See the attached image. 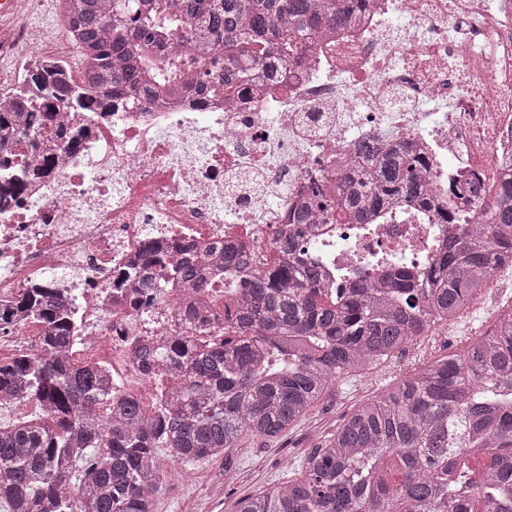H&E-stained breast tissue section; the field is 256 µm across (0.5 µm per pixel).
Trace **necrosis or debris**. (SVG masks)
Returning a JSON list of instances; mask_svg holds the SVG:
<instances>
[{
  "label": "necrosis or debris",
  "mask_w": 512,
  "mask_h": 512,
  "mask_svg": "<svg viewBox=\"0 0 512 512\" xmlns=\"http://www.w3.org/2000/svg\"><path fill=\"white\" fill-rule=\"evenodd\" d=\"M15 68L0 72V112L46 61L16 31ZM419 160L427 204L400 198L366 224L318 214L296 223L312 187L332 190L364 142ZM512 175V0H365L354 24L323 30L302 59L268 79L253 71L230 95L185 90L161 106L67 108L0 132V363L40 354L49 329L21 297L51 290L78 329L63 358L101 373L91 413L138 404L152 421L180 391L168 340L220 339L243 288L225 287V242L263 270L286 235L336 289L347 270L404 263L426 270L458 225L481 218ZM186 248L203 280L153 275L145 246Z\"/></svg>",
  "instance_id": "4bbe7bcc"
}]
</instances>
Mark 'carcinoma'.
I'll return each mask as SVG.
<instances>
[{"label":"carcinoma","mask_w":512,"mask_h":512,"mask_svg":"<svg viewBox=\"0 0 512 512\" xmlns=\"http://www.w3.org/2000/svg\"><path fill=\"white\" fill-rule=\"evenodd\" d=\"M82 57L83 85L41 71L34 80L58 103L84 111L128 104L161 87L191 82L201 91L237 87L250 69L273 74L301 56L323 26L348 25L361 0H57ZM179 35L201 59L224 58V73L199 64L174 76L154 60ZM371 166L321 190L311 208L336 209V223H367L392 198L426 190L420 163L400 148H362ZM299 243L277 249L288 263L250 275L246 307L228 317L233 337L193 354L169 344L183 377L181 396L151 427L136 404L126 426L87 421L99 397L92 370L56 357L74 327L51 292L25 301L52 328L48 356L0 365V393L47 408L35 421L0 424V512H154L166 473L160 450L183 464L226 456L244 435L288 431L333 383L402 352L437 324L458 318L493 271L512 264V179L486 204L483 225L449 241L417 277L397 267L384 280L349 278L331 297L321 272L295 262ZM161 275L194 276L192 263L148 251ZM303 474L240 501L238 512H512V310L460 354L430 361L356 406L313 449Z\"/></svg>","instance_id":"cac0c4a2"}]
</instances>
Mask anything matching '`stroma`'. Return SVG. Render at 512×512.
Masks as SVG:
<instances>
[{
	"label": "stroma",
	"mask_w": 512,
	"mask_h": 512,
	"mask_svg": "<svg viewBox=\"0 0 512 512\" xmlns=\"http://www.w3.org/2000/svg\"><path fill=\"white\" fill-rule=\"evenodd\" d=\"M410 360V352L398 353L376 367L370 378L338 380L303 421L276 439L246 435L229 452L227 461H201L183 467L181 474H198L201 485H186L179 481V474H168L157 512H237L241 498L283 480L288 468L301 465L313 448L335 432L356 404L379 395L401 378ZM228 462L242 476L239 485L231 490L223 484L224 465Z\"/></svg>",
	"instance_id": "1"
}]
</instances>
